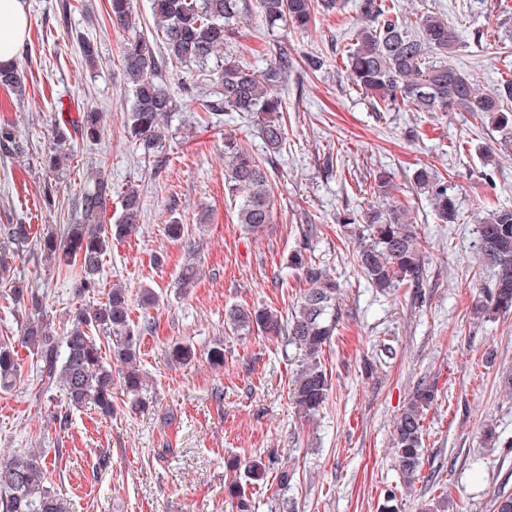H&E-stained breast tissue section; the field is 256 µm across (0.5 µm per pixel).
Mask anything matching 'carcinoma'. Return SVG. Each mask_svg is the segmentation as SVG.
I'll return each mask as SVG.
<instances>
[{"instance_id":"cac0c4a2","label":"carcinoma","mask_w":512,"mask_h":512,"mask_svg":"<svg viewBox=\"0 0 512 512\" xmlns=\"http://www.w3.org/2000/svg\"><path fill=\"white\" fill-rule=\"evenodd\" d=\"M152 9L156 32L153 40L137 30L134 0H109L112 21L132 32L120 51L124 85L132 94L125 120L129 142L145 158L153 156L162 144L168 114L178 109L163 71L169 65H180L211 73V88L196 98L200 111L217 120L225 112H245L256 118L267 148L274 153L281 151L287 132L281 122L280 90L290 68L288 57L274 59L257 74L250 64L225 57L224 45L234 24L247 14L271 27L282 22L306 31L314 21L315 0H152ZM358 9L364 24L356 43L347 50V76L372 98L375 111L402 106L413 112H473L498 126L504 136L503 146L512 142V79L493 91H484L473 76L446 63L430 62L434 52L446 57L457 51L459 35L448 22L431 13L410 21L386 0H359ZM25 80L17 63L0 64L1 88L22 97ZM74 133L87 141L97 140L100 113L90 110L80 113L73 122L55 124L52 134L57 150L47 155L44 166L56 178L73 159L67 144ZM0 149L22 156L29 146L13 124L3 122ZM224 163V193L234 203L238 223L253 234L263 231L273 221L267 170L227 135ZM413 180L432 191L441 223L457 222V207L447 185L437 182L425 167L414 172ZM86 182L74 200L80 220L66 225L59 237L52 232L36 237L25 224H0V276L10 271L8 254L34 250L45 263L72 276L78 294L100 286L103 257L112 240L137 232L143 202L138 190L124 191L119 214L112 223L104 224L102 216L112 201V182L100 168L89 169ZM391 185L392 173L378 170L371 186L373 195L388 197ZM357 231L361 237L357 265L372 287L387 291L403 282L418 284L423 280L417 232L405 208L392 204L370 208ZM477 232L479 260L492 271L493 281L476 309L507 312L512 309V209L491 210ZM288 267L302 271L307 282L290 320L283 323L266 308L237 306L226 313V318L237 332L282 331L298 347L303 358L290 392L298 413L309 419L323 408L331 388L321 356L336 331L340 284L312 262L304 247L289 254ZM10 292L15 304L41 313L44 294L17 280L11 281ZM149 329V322L139 326L130 318L126 289L113 288L103 304L76 310L61 332L41 320L28 322L24 340L40 353L42 373L62 392L67 409L79 410L90 404L110 417L116 384L131 404L144 401L137 350L140 336ZM102 334L116 337V345H102ZM19 371L13 348L0 344V390L11 389ZM435 397V385L418 384L394 422L393 448L398 470L407 484L413 483L421 471L424 412ZM229 470L233 476L226 489L235 512H254L245 486L263 481L269 464L259 457L244 464L234 461ZM46 482L45 456L40 450L24 451L0 461V512H64V504Z\"/></svg>"}]
</instances>
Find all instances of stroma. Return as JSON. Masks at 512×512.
Instances as JSON below:
<instances>
[{"label":"stroma","instance_id":"stroma-1","mask_svg":"<svg viewBox=\"0 0 512 512\" xmlns=\"http://www.w3.org/2000/svg\"><path fill=\"white\" fill-rule=\"evenodd\" d=\"M29 29L16 59L24 96L0 88V122L27 139L23 157L0 153V224L25 223L33 232L75 221L71 202L85 170L99 166L116 191L135 187L143 197L135 235L110 246L98 291L77 296L56 268L26 252L12 257L14 275L46 293L44 321L62 329L72 312L102 304L116 285L137 295L148 286L156 307L133 306L131 318L150 321L140 338L148 386L137 408L117 403L104 418L93 406L67 409L58 388L42 379L39 356L22 343L27 315L5 300L0 279V342L15 347L21 374L0 392V460L34 448L46 452L48 482L67 512H232L224 483L230 459L273 460L295 477L281 489L274 475L248 486L255 512H377L385 490L402 487L400 512L441 503L448 512H493L500 492L512 493V452L484 448L480 432L495 425L512 436V310L489 318L476 303L492 273L478 258V224L489 210L512 208V149L499 132L470 112L375 111L345 70L346 51L363 20L358 0L317 13L305 32L267 29L241 18L226 46L242 59L288 56L293 66L280 95L288 130L276 154L266 152L253 118L228 112L206 122L192 112L185 86L201 84L192 67L167 68L164 78L178 112L151 158L135 152L125 134L126 105L119 54L128 36L107 14L108 0H25ZM406 16L433 11L461 37L450 65L472 74L482 88L512 78V0H398ZM98 50L86 67L79 42ZM318 57L320 70L305 60ZM100 112L102 132L89 143L74 138L59 205L40 210L39 187L48 174L43 157L54 150L52 129L65 116ZM232 134L270 174L273 222L246 232L224 196V136ZM393 174L392 201L404 206L418 234L424 262L421 289L382 293L355 263L358 240L343 226L375 204L367 188L374 170ZM421 167L448 184L460 219L440 223L428 192L413 174ZM187 224V240L165 230L171 218ZM200 250L189 256L187 241ZM308 244L313 262L341 285L339 322L322 362L331 379L320 413L305 419L289 389L298 352L286 336L233 332L230 306L265 307L290 318L306 287L287 256ZM164 255L163 264L153 262ZM193 288H177L187 263ZM224 344V363L207 358ZM193 346L178 363L173 343ZM436 382L438 396L424 418L425 454L411 488L393 453V423L413 389Z\"/></svg>","mask_w":512,"mask_h":512}]
</instances>
